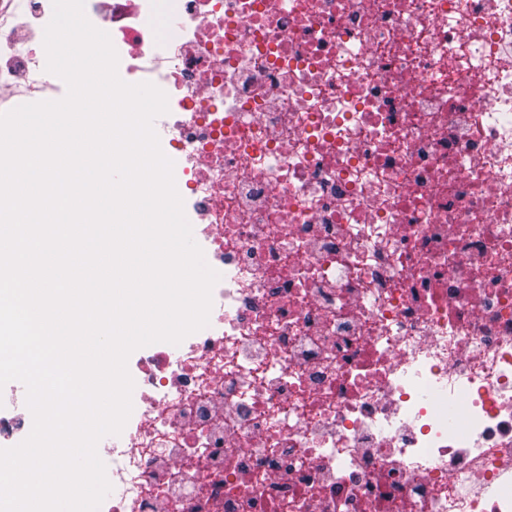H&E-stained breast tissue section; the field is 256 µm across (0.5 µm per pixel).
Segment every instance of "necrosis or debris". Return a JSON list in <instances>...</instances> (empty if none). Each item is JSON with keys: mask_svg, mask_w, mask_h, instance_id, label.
<instances>
[{"mask_svg": "<svg viewBox=\"0 0 512 512\" xmlns=\"http://www.w3.org/2000/svg\"><path fill=\"white\" fill-rule=\"evenodd\" d=\"M0 96L46 85L15 0ZM220 273L99 512H512V0H85Z\"/></svg>", "mask_w": 512, "mask_h": 512, "instance_id": "1", "label": "necrosis or debris"}]
</instances>
